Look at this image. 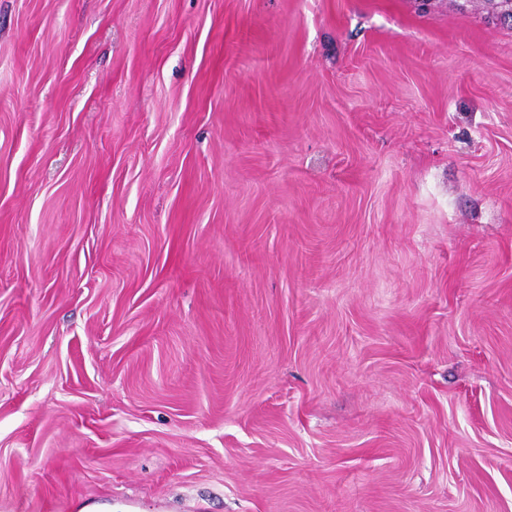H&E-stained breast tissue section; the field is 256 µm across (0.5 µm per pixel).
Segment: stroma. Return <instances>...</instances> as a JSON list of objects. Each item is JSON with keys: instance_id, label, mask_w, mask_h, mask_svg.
<instances>
[{"instance_id": "stroma-1", "label": "stroma", "mask_w": 512, "mask_h": 512, "mask_svg": "<svg viewBox=\"0 0 512 512\" xmlns=\"http://www.w3.org/2000/svg\"><path fill=\"white\" fill-rule=\"evenodd\" d=\"M0 512H512L485 0H0Z\"/></svg>"}]
</instances>
